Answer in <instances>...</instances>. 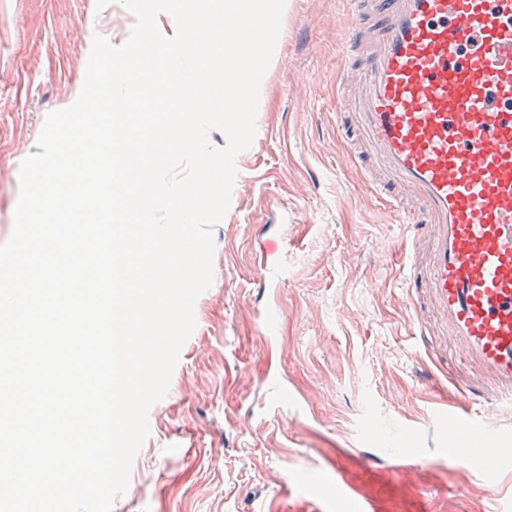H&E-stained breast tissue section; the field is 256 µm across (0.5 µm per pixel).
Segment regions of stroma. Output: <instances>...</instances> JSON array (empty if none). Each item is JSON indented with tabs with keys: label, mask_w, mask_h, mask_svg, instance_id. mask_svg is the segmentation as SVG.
Returning <instances> with one entry per match:
<instances>
[{
	"label": "stroma",
	"mask_w": 512,
	"mask_h": 512,
	"mask_svg": "<svg viewBox=\"0 0 512 512\" xmlns=\"http://www.w3.org/2000/svg\"><path fill=\"white\" fill-rule=\"evenodd\" d=\"M345 8L291 0L281 21L256 135L237 157L243 185L213 232L212 283L112 512H359L362 499L377 512H499L512 498V480L488 482L478 459L460 468L442 442L429 409L456 395L419 377L400 227L338 163L334 27ZM133 23L120 0H0V244L46 115L77 99L94 36L119 45ZM295 73L308 77L298 100ZM268 237L288 265L273 293L257 256ZM272 381L299 396L303 416L257 412ZM374 439L414 446L417 463L365 467Z\"/></svg>",
	"instance_id": "obj_1"
}]
</instances>
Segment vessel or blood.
Listing matches in <instances>:
<instances>
[{"label":"vessel or blood","instance_id":"obj_1","mask_svg":"<svg viewBox=\"0 0 512 512\" xmlns=\"http://www.w3.org/2000/svg\"><path fill=\"white\" fill-rule=\"evenodd\" d=\"M336 22L342 166L401 227L403 297L423 350L474 373L435 405L446 437L476 440L496 479L512 455V0H346ZM271 389L262 414L293 408ZM404 471L417 455L374 448Z\"/></svg>","mask_w":512,"mask_h":512}]
</instances>
